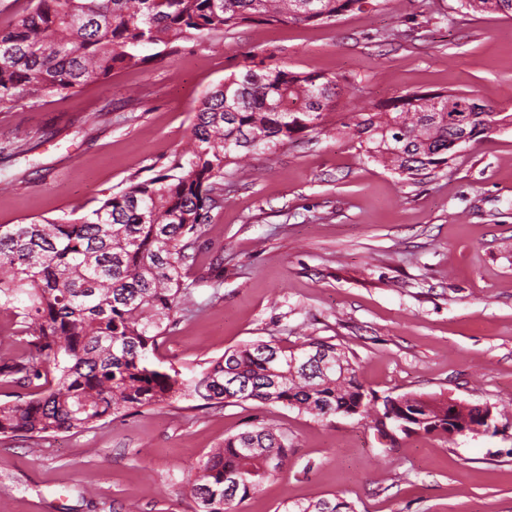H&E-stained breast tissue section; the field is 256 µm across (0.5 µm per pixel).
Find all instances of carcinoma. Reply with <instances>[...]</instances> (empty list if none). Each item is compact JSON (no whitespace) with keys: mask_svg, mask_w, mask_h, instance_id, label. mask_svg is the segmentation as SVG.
Listing matches in <instances>:
<instances>
[{"mask_svg":"<svg viewBox=\"0 0 512 512\" xmlns=\"http://www.w3.org/2000/svg\"><path fill=\"white\" fill-rule=\"evenodd\" d=\"M477 13L512 18V0H460ZM0 28V109L53 93H75L114 69L144 64L143 50L177 52L243 25H329L336 17L387 0H29ZM337 76L297 72L288 63L247 55L243 70L210 90L194 113L191 149L169 173L133 182L79 220L0 224V310L12 312L28 351L0 362V382L48 388L18 403H0V435L40 437L84 431L133 408L183 398L208 405L259 401L319 420L369 418L377 401L337 345L312 339L297 350L274 341L224 352L198 374L162 369L152 360L159 339L189 309L184 270L210 212L224 204L230 164L273 152L321 132L336 106ZM460 92L409 93L360 112L349 125L366 160L407 180L446 170L462 138L486 137L512 115L493 112ZM307 353L320 356L307 367ZM372 419L386 439L397 431L444 435L468 429L474 409L407 393L382 400ZM288 436L267 423L224 438L187 479L194 512H239L278 479ZM285 512H336V501L295 504Z\"/></svg>","mask_w":512,"mask_h":512,"instance_id":"1","label":"carcinoma"}]
</instances>
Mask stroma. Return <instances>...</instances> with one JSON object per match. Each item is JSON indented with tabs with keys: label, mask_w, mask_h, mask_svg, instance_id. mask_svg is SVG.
Returning a JSON list of instances; mask_svg holds the SVG:
<instances>
[{
	"label": "stroma",
	"mask_w": 512,
	"mask_h": 512,
	"mask_svg": "<svg viewBox=\"0 0 512 512\" xmlns=\"http://www.w3.org/2000/svg\"><path fill=\"white\" fill-rule=\"evenodd\" d=\"M342 79L323 131L224 180L188 271L193 305L156 361L190 375L255 341L343 348L377 397L508 408L498 434L400 437L258 401L182 399L81 432L0 436V512H194L186 479L260 422L291 440L281 478L241 512L340 497L354 512H512V125L412 183L340 131L406 93L464 92L512 114V19L459 0H389L331 25H251L180 43L72 95L0 111V224L81 218L173 167L206 92L245 53Z\"/></svg>",
	"instance_id": "35a3bbf8"
}]
</instances>
